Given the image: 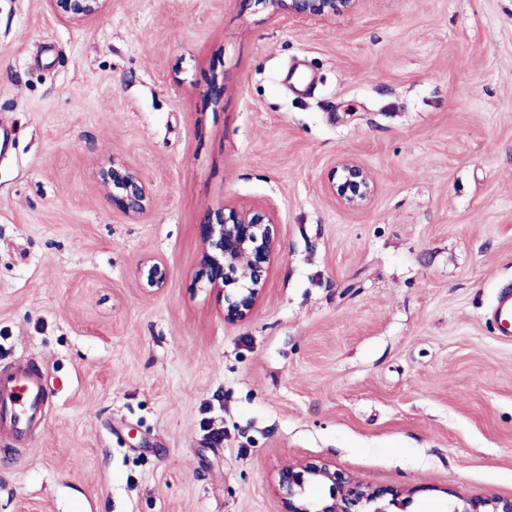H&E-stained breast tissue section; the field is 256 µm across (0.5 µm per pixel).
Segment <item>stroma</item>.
<instances>
[{"label": "stroma", "mask_w": 512, "mask_h": 512, "mask_svg": "<svg viewBox=\"0 0 512 512\" xmlns=\"http://www.w3.org/2000/svg\"><path fill=\"white\" fill-rule=\"evenodd\" d=\"M0 125V370L49 394L0 438V512H281L275 471L309 457L417 488L416 512L512 496V340L487 319L512 287V0L329 23L108 0L79 26L0 0ZM114 155L150 184L138 218L95 177ZM343 156L377 184L364 210L327 190ZM225 201L279 226L241 323L197 277Z\"/></svg>", "instance_id": "35a3bbf8"}]
</instances>
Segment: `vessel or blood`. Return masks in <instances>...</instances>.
Wrapping results in <instances>:
<instances>
[{"instance_id": "b4317fda", "label": "vessel or blood", "mask_w": 512, "mask_h": 512, "mask_svg": "<svg viewBox=\"0 0 512 512\" xmlns=\"http://www.w3.org/2000/svg\"><path fill=\"white\" fill-rule=\"evenodd\" d=\"M489 318L501 337L512 339V291L498 294ZM47 400L42 376L33 368L21 367L0 377V436L25 440L31 425L41 419Z\"/></svg>"}]
</instances>
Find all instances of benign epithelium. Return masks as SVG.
<instances>
[{"mask_svg":"<svg viewBox=\"0 0 512 512\" xmlns=\"http://www.w3.org/2000/svg\"><path fill=\"white\" fill-rule=\"evenodd\" d=\"M62 21L80 25L92 21L107 0H47ZM270 16L329 22L353 13L359 0H261ZM224 77L216 75L207 97L214 104L224 98ZM99 181L108 188L112 207L127 217L144 214L151 189L140 170L120 156L101 164ZM328 191L336 203L348 210L367 207L377 185L360 162L351 156L339 158L328 177ZM200 258L198 279L224 299V320L245 322L263 301L271 271L279 258L277 225L262 208L224 203L209 208L199 224ZM166 281L159 262L148 266L146 287L159 289ZM274 489L282 512H391L406 509L414 490L396 485L362 483L317 458L302 459L277 470ZM450 499L448 512H512V497L454 500L456 494L441 490Z\"/></svg>","mask_w":512,"mask_h":512,"instance_id":"1","label":"benign epithelium"}]
</instances>
